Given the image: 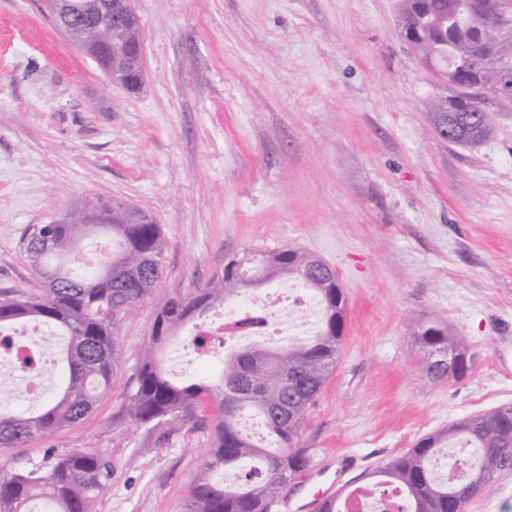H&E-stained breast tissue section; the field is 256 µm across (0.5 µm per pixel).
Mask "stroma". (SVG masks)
Instances as JSON below:
<instances>
[{
  "mask_svg": "<svg viewBox=\"0 0 512 512\" xmlns=\"http://www.w3.org/2000/svg\"><path fill=\"white\" fill-rule=\"evenodd\" d=\"M145 79L113 85L54 23L45 0H0V292L39 278L22 237L82 200L154 217L162 276L121 318V361L97 409L33 445L0 449V473L46 449L98 448L111 488L92 512H187L214 415L132 427L125 408L154 320L231 258L285 247L336 273L346 300L340 357L300 426L312 467L277 512L346 487L465 417L512 404V105L476 146L429 116L448 84L409 46L400 0H131ZM442 323L474 356L436 380L416 342ZM170 378L219 377L223 347L183 336ZM358 465L342 469L341 456ZM464 512H512V468Z\"/></svg>",
  "mask_w": 512,
  "mask_h": 512,
  "instance_id": "stroma-1",
  "label": "stroma"
}]
</instances>
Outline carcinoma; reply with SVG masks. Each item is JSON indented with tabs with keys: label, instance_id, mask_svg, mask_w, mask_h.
<instances>
[{
	"label": "carcinoma",
	"instance_id": "carcinoma-1",
	"mask_svg": "<svg viewBox=\"0 0 512 512\" xmlns=\"http://www.w3.org/2000/svg\"><path fill=\"white\" fill-rule=\"evenodd\" d=\"M476 0H404L403 28L418 35L408 40L435 75L453 87L454 94L433 103L434 126L447 118L464 139L476 145L492 131V121L481 114L482 104L470 99L459 85L475 79L465 67L441 66L447 58L463 61L472 55L485 59L483 81L498 94L512 86V35L503 28L512 23V0H497L498 9L470 10ZM111 40L109 51L96 58L100 68L112 62V53L133 36L116 28L108 33L85 24L73 41L82 45L101 38ZM452 112H447V109ZM98 206L111 212L110 224L99 229L112 236L115 249L101 253L91 264L78 260L58 265L71 254L83 235V208H71L70 224H33L24 249L34 267H44L61 278L53 285L41 281L30 293L0 294V332L36 320L51 328L37 340L46 348L63 339L61 360L66 380L39 409L11 407L0 399V448L37 443L48 433L73 424L91 413L109 390L120 361L114 334L117 320L134 312L155 288L163 253L161 225L144 213L135 222L123 206L99 198ZM297 279L319 300L323 314L317 331L296 336L272 348L253 342L224 352L220 381L175 382L164 372L158 354L175 331L203 314L215 301H230L249 288L257 290L270 277ZM346 299L331 267L315 275L309 255L282 249L259 258L246 253L232 259L223 275L192 299L173 298L157 315L152 342L142 352L126 413L135 426H160L184 419L210 406L216 414L215 439L199 477L186 490L187 512H273L282 491L313 463L308 448L299 446V426L307 409L336 366L344 325ZM426 370L436 378L434 355L453 349L460 361L455 377L464 376L473 361L460 335L431 324L418 331ZM244 418L258 420V440L240 427ZM458 438L479 450L480 461L462 482L450 484L436 476L434 462L448 442ZM512 466V406L503 405L461 419L448 429L418 440L367 472L368 482L351 491L371 495L398 493L403 512H450L464 509L479 495L493 474ZM112 463L97 449L48 453L33 468L0 474V512H31L41 502L47 512H92L107 493Z\"/></svg>",
	"mask_w": 512,
	"mask_h": 512
}]
</instances>
